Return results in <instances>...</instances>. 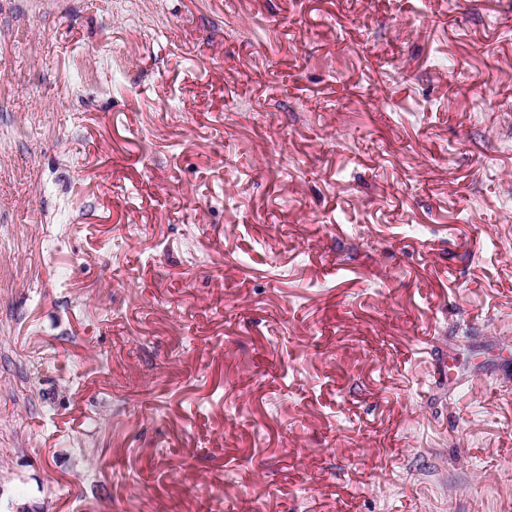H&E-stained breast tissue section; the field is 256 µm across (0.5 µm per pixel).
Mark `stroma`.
Returning a JSON list of instances; mask_svg holds the SVG:
<instances>
[{
  "instance_id": "stroma-1",
  "label": "stroma",
  "mask_w": 512,
  "mask_h": 512,
  "mask_svg": "<svg viewBox=\"0 0 512 512\" xmlns=\"http://www.w3.org/2000/svg\"><path fill=\"white\" fill-rule=\"evenodd\" d=\"M0 512H512V0H0Z\"/></svg>"
}]
</instances>
